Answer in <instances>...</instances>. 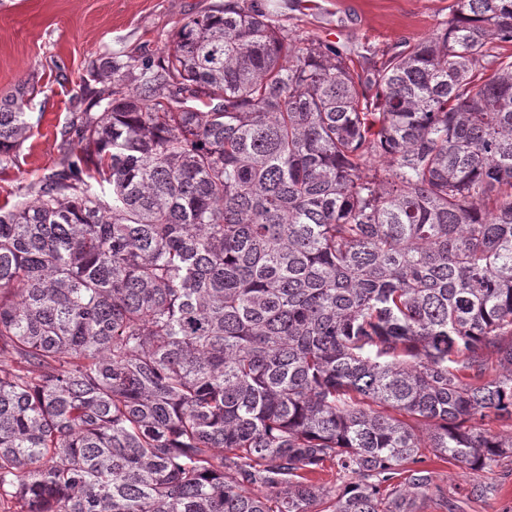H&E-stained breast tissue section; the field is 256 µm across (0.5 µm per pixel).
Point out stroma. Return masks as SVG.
<instances>
[{
    "label": "stroma",
    "instance_id": "obj_1",
    "mask_svg": "<svg viewBox=\"0 0 512 512\" xmlns=\"http://www.w3.org/2000/svg\"><path fill=\"white\" fill-rule=\"evenodd\" d=\"M215 0H0V96L21 81L38 94L29 138L0 169V206L26 200L27 185L55 170L76 143L72 128L98 82L90 68L104 55L149 59L173 33ZM299 38L359 51L431 37L452 0H255ZM434 484L416 512H512V458L473 474L421 449Z\"/></svg>",
    "mask_w": 512,
    "mask_h": 512
}]
</instances>
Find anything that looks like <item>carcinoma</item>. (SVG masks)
Returning <instances> with one entry per match:
<instances>
[{
	"label": "carcinoma",
	"mask_w": 512,
	"mask_h": 512,
	"mask_svg": "<svg viewBox=\"0 0 512 512\" xmlns=\"http://www.w3.org/2000/svg\"><path fill=\"white\" fill-rule=\"evenodd\" d=\"M511 42L454 0L357 69L224 0L97 91L0 210V512H411L420 449L512 456Z\"/></svg>",
	"instance_id": "obj_1"
}]
</instances>
